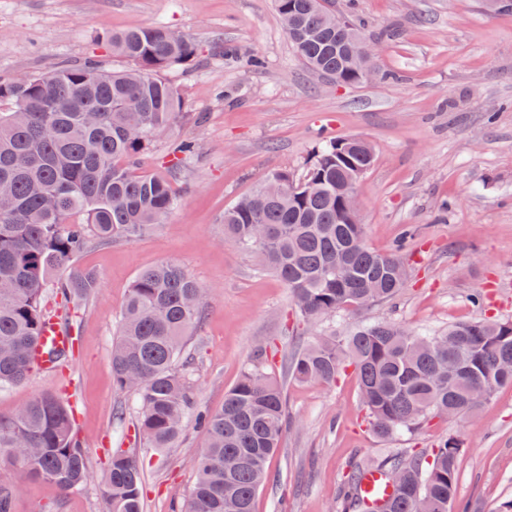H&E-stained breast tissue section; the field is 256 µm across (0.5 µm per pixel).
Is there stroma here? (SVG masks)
<instances>
[{
  "mask_svg": "<svg viewBox=\"0 0 512 512\" xmlns=\"http://www.w3.org/2000/svg\"><path fill=\"white\" fill-rule=\"evenodd\" d=\"M380 49L371 82L341 86L295 55L274 0H0V81L96 57L109 70L130 68L105 33L165 26L200 47L164 77L183 98L182 114L143 159L161 171L172 141L194 139L200 154L176 174L177 207L164 223L131 240L95 245L78 268L98 278L70 325L77 348L52 373L35 372L0 390V413L34 397L69 398L90 467L101 474L115 447L141 466L144 512H171L190 496L192 462L205 445L187 421L164 453L145 447L136 401L112 383V340L137 274L155 263L182 264L207 288L192 330L189 381L202 409L215 411L242 368L267 353L291 419L269 462L255 512H338L340 481L355 461L389 449L425 453L459 437L461 498L482 512L512 499V386L465 422L437 419L393 440L367 427L354 374L335 384H302L291 355L321 333H347L380 320L416 333H439L475 318L512 319V12L487 0H335ZM262 67H251V56ZM358 136L376 161L357 187L359 219L378 251L405 243L406 287L387 304L305 325L288 288L258 259L225 244L224 210L269 173H302L330 139ZM13 512H106L99 482L65 492L0 466Z\"/></svg>",
  "mask_w": 512,
  "mask_h": 512,
  "instance_id": "1",
  "label": "stroma"
}]
</instances>
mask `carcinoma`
Wrapping results in <instances>:
<instances>
[{
  "label": "carcinoma",
  "instance_id": "obj_1",
  "mask_svg": "<svg viewBox=\"0 0 512 512\" xmlns=\"http://www.w3.org/2000/svg\"><path fill=\"white\" fill-rule=\"evenodd\" d=\"M296 56L340 85L363 83L351 18L327 21L332 0H275ZM112 53L132 66L102 68L95 60L0 82V388L25 381L51 313L52 289L78 310L97 288L94 273L75 266L91 241L131 239L163 223L177 206L169 175L185 168L199 146L184 140L167 154L166 172L143 173L156 136L182 110L178 88L162 72L193 60L198 45L164 26L109 35ZM375 163L371 146L339 138L325 144L296 178L266 175L246 203L224 210V242L256 255L289 288L301 320L315 323L346 309L388 303L404 287L411 254L401 244L371 249L364 225L348 221L351 178ZM81 212L82 224L68 217ZM207 290L179 263L162 261L133 281L112 343L115 388L134 392L146 447H172L192 415L205 434L194 459L196 482L176 512H254L268 480L270 457L288 425L284 392L257 357L224 394L216 411H198L187 382L186 343L203 315ZM359 382L366 422L378 437L412 433L453 413L463 421L498 389L512 386V319H475L438 334L393 323L365 324L341 336H319L291 359L299 383L330 385L346 370ZM461 440L448 437L427 455L397 449L377 466L396 480L385 512H478L458 496ZM0 461L63 491L91 476L72 408L41 395L0 414ZM109 512H143L140 466L123 448L112 451L101 478Z\"/></svg>",
  "mask_w": 512,
  "mask_h": 512
}]
</instances>
